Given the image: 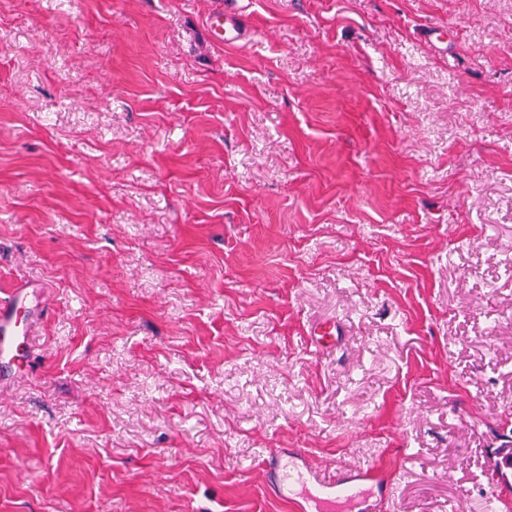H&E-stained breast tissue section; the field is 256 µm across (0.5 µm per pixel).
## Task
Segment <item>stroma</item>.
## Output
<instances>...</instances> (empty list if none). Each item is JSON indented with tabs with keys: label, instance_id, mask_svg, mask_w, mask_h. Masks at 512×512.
Instances as JSON below:
<instances>
[{
	"label": "stroma",
	"instance_id": "obj_1",
	"mask_svg": "<svg viewBox=\"0 0 512 512\" xmlns=\"http://www.w3.org/2000/svg\"><path fill=\"white\" fill-rule=\"evenodd\" d=\"M0 0V512H290L262 459L488 512L512 0ZM346 335L319 352L308 328ZM226 2L220 5L217 11L212 12L207 18V30L209 32L210 37L223 45H232L239 41H242L246 38L247 29L242 25L236 26L235 24H231L230 26H224V14L229 10H234L235 2H239L242 0H227ZM27 284L16 285L5 297H0V360L13 361L18 356L19 345L11 339V327L15 321L19 305L28 299Z\"/></svg>",
	"mask_w": 512,
	"mask_h": 512
}]
</instances>
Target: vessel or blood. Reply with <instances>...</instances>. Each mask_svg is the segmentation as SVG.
<instances>
[{"instance_id":"b4317fda","label":"vessel or blood","mask_w":512,"mask_h":512,"mask_svg":"<svg viewBox=\"0 0 512 512\" xmlns=\"http://www.w3.org/2000/svg\"><path fill=\"white\" fill-rule=\"evenodd\" d=\"M224 14V9L220 8L209 15L206 25L210 37L222 45L244 40L245 28L225 25ZM27 298L21 284L0 297L1 361L18 355L11 327L19 305ZM310 334L317 345L333 348L339 342L341 329L335 321L319 320L313 322ZM263 470L270 493L285 502L291 512H382L384 504L393 498V485L380 471L347 466L338 475H329L296 448L269 452L263 461ZM494 471L491 496L497 502L503 491L512 487L511 448L496 450Z\"/></svg>"}]
</instances>
